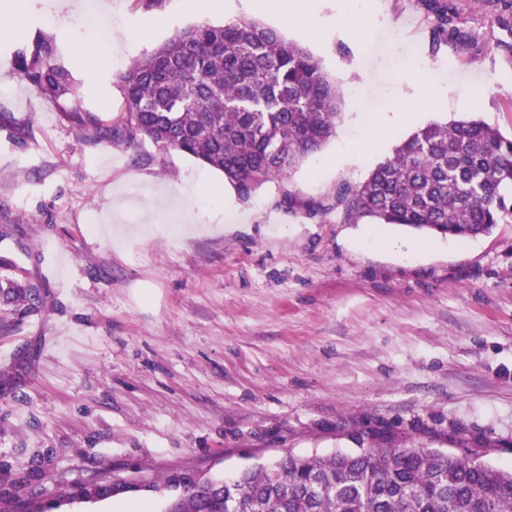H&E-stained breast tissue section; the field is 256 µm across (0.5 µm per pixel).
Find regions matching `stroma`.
<instances>
[{"label": "stroma", "mask_w": 512, "mask_h": 512, "mask_svg": "<svg viewBox=\"0 0 512 512\" xmlns=\"http://www.w3.org/2000/svg\"><path fill=\"white\" fill-rule=\"evenodd\" d=\"M59 3L25 0L0 38V273L41 294L0 320V492L38 497L43 512H163L177 472L231 476L288 452L369 446L511 468L512 223L459 239L346 224L334 203L428 122L475 117L512 137V33L474 0H448L462 49L432 47L419 0H369L358 30L339 0L278 12L222 0L203 15L185 0ZM91 8L123 20L99 48L113 56L104 64L83 50ZM229 20L301 43L339 91L334 137L247 202L181 153L80 140L12 63L29 37L53 38L73 103L109 122L124 105L119 62L185 25ZM361 92L403 119L336 161L376 119ZM99 479L111 496L64 499Z\"/></svg>", "instance_id": "stroma-1"}]
</instances>
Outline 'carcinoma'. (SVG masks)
<instances>
[{
    "label": "carcinoma",
    "instance_id": "cac0c4a2",
    "mask_svg": "<svg viewBox=\"0 0 512 512\" xmlns=\"http://www.w3.org/2000/svg\"><path fill=\"white\" fill-rule=\"evenodd\" d=\"M512 31V0H476ZM432 45L465 48L448 0H421ZM21 77L45 99L74 92L55 42L39 35L15 54ZM125 108L111 124L78 107L64 113L79 137L190 156L224 174L242 201L288 175L333 137L339 93L301 44L256 21L190 24L129 65ZM344 223L370 219L454 237L512 222V139L470 118L431 122L364 178L336 190ZM38 287L0 276V304L21 311ZM190 490L182 512H512V470L435 448H361L284 455Z\"/></svg>",
    "mask_w": 512,
    "mask_h": 512
}]
</instances>
